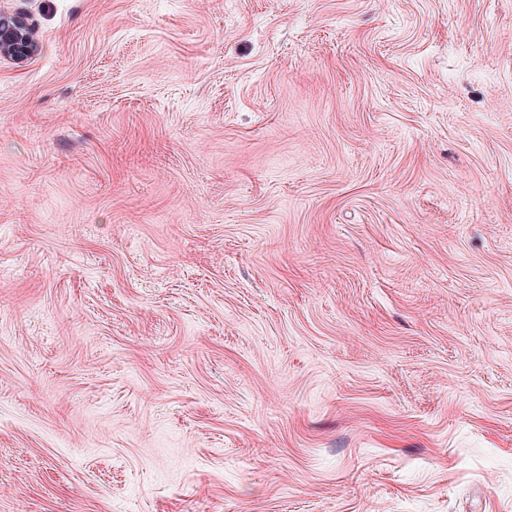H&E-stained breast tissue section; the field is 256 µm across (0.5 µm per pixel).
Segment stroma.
<instances>
[{
  "label": "stroma",
  "instance_id": "stroma-1",
  "mask_svg": "<svg viewBox=\"0 0 512 512\" xmlns=\"http://www.w3.org/2000/svg\"><path fill=\"white\" fill-rule=\"evenodd\" d=\"M0 8V512H512V0ZM34 22L23 12L0 9V56L22 63L38 50L32 38Z\"/></svg>",
  "mask_w": 512,
  "mask_h": 512
}]
</instances>
